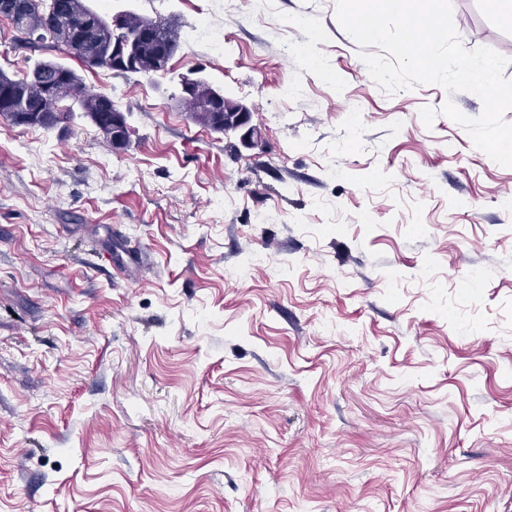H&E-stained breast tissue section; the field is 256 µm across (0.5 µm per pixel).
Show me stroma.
Masks as SVG:
<instances>
[{
  "label": "stroma",
  "mask_w": 512,
  "mask_h": 512,
  "mask_svg": "<svg viewBox=\"0 0 512 512\" xmlns=\"http://www.w3.org/2000/svg\"><path fill=\"white\" fill-rule=\"evenodd\" d=\"M85 2L179 48L122 77L0 16L1 71L129 129L0 115V512H512V168L439 113L481 100L384 94L335 0ZM452 4L512 79V23ZM197 73L258 147L189 119ZM55 63L56 71L58 72L59 69L63 68V70L67 73V75L70 77L67 83H65L66 86V92L64 97V101L73 99L78 103V107L80 112H85V114L88 117H91L93 114V110L98 106L99 104V96L98 94H94L91 92H88L81 84L80 80L78 79L77 75L70 69L66 68L63 64ZM63 101V102H64ZM96 112H100V113H97L95 115V117L92 118V121L95 124V126L97 127V129L102 134L105 133V130L108 128L109 124L111 123V119L108 121H105L104 117L112 114L111 135H109V137H106L112 143V146L116 148V147H122V146L126 145V143L128 141V131L125 130L124 127L119 128V132L116 135V141L114 142L112 139L113 132L114 133L116 132L115 128L120 124V117L115 112L123 113V111H121L115 105H113L112 110L110 109L109 106H104L103 108L99 109ZM109 112H111V114Z\"/></svg>",
  "instance_id": "stroma-1"
}]
</instances>
